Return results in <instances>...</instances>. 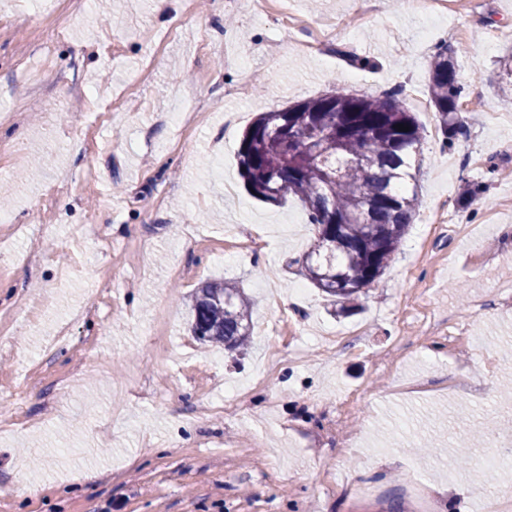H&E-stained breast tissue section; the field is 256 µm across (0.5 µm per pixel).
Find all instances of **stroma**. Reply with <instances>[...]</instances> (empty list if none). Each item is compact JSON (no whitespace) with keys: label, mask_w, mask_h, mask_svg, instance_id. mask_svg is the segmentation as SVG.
<instances>
[{"label":"stroma","mask_w":512,"mask_h":512,"mask_svg":"<svg viewBox=\"0 0 512 512\" xmlns=\"http://www.w3.org/2000/svg\"><path fill=\"white\" fill-rule=\"evenodd\" d=\"M194 9L188 20L185 0H0V237L18 257L0 265V512L482 501L512 481L478 465L488 433L512 442V306L498 302L512 289V96L499 88L512 0L450 15L406 0L370 17L362 0ZM445 42L465 86L449 140L429 97ZM395 88L424 129L419 206L384 274L339 317L305 276L307 211L249 195L236 154L259 113ZM179 111L205 118L181 132L167 120ZM222 277L254 303L243 350L189 329L193 293ZM457 368L490 390L450 388ZM465 442L470 462L446 475ZM360 480L380 495L354 502Z\"/></svg>","instance_id":"1"}]
</instances>
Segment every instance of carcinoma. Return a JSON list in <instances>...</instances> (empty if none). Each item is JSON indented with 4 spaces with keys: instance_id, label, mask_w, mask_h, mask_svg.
<instances>
[{
    "instance_id": "1",
    "label": "carcinoma",
    "mask_w": 512,
    "mask_h": 512,
    "mask_svg": "<svg viewBox=\"0 0 512 512\" xmlns=\"http://www.w3.org/2000/svg\"><path fill=\"white\" fill-rule=\"evenodd\" d=\"M462 94L453 50L443 45L430 66V102L447 138L461 127ZM398 95L336 90L263 112L238 149L240 174L254 197L279 205L292 195L308 211L317 238L303 258L306 276L342 311L383 274L418 208L406 179L421 153L422 128ZM192 313L191 332L199 339L230 349L247 345L251 303L236 283L204 284Z\"/></svg>"
}]
</instances>
